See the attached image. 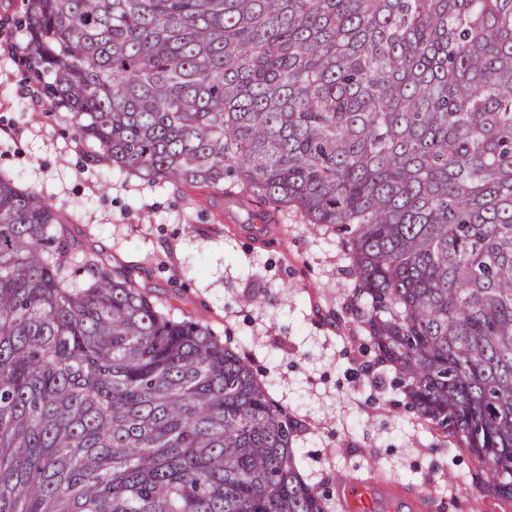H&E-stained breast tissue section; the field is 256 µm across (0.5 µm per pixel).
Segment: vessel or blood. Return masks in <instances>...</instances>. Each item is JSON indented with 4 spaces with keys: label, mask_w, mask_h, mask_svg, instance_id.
<instances>
[{
    "label": "vessel or blood",
    "mask_w": 512,
    "mask_h": 512,
    "mask_svg": "<svg viewBox=\"0 0 512 512\" xmlns=\"http://www.w3.org/2000/svg\"><path fill=\"white\" fill-rule=\"evenodd\" d=\"M403 502L409 512H427L429 503L424 494L413 487L357 476L345 481L337 491L344 512H374L375 494Z\"/></svg>",
    "instance_id": "1"
}]
</instances>
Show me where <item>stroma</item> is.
<instances>
[{
	"mask_svg": "<svg viewBox=\"0 0 512 512\" xmlns=\"http://www.w3.org/2000/svg\"><path fill=\"white\" fill-rule=\"evenodd\" d=\"M0 0V171L68 221L79 251L134 263L177 319L206 322L246 356L271 398L304 429L293 440L304 479L327 494L356 472L428 488L433 512H512L480 491L465 450L420 425L378 363L355 315L340 236L295 210L252 202L224 218L210 188L150 185L96 161L65 107L27 80L17 21Z\"/></svg>",
	"mask_w": 512,
	"mask_h": 512,
	"instance_id": "1",
	"label": "stroma"
}]
</instances>
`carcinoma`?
Instances as JSON below:
<instances>
[{
	"instance_id": "carcinoma-1",
	"label": "carcinoma",
	"mask_w": 512,
	"mask_h": 512,
	"mask_svg": "<svg viewBox=\"0 0 512 512\" xmlns=\"http://www.w3.org/2000/svg\"><path fill=\"white\" fill-rule=\"evenodd\" d=\"M21 27L100 160L343 234L409 408L512 501V0H26ZM74 260L0 174V512H333L236 349Z\"/></svg>"
}]
</instances>
